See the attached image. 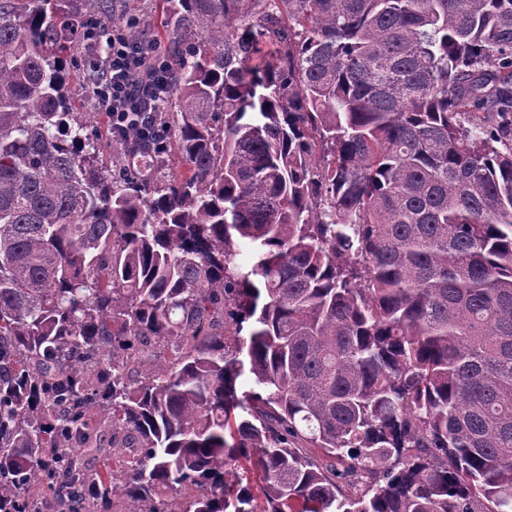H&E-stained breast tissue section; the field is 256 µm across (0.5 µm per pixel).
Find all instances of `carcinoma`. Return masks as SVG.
<instances>
[{"label": "carcinoma", "instance_id": "cac0c4a2", "mask_svg": "<svg viewBox=\"0 0 512 512\" xmlns=\"http://www.w3.org/2000/svg\"><path fill=\"white\" fill-rule=\"evenodd\" d=\"M34 2L0 3V506L512 512V0H163L165 138L116 143L189 175L149 183Z\"/></svg>", "mask_w": 512, "mask_h": 512}]
</instances>
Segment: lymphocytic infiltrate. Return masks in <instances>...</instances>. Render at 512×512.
<instances>
[{"mask_svg": "<svg viewBox=\"0 0 512 512\" xmlns=\"http://www.w3.org/2000/svg\"><path fill=\"white\" fill-rule=\"evenodd\" d=\"M81 37L92 49L82 67L88 88L106 118L111 134L140 126L163 92V62L140 56L123 29L86 19L79 25Z\"/></svg>", "mask_w": 512, "mask_h": 512, "instance_id": "lymphocytic-infiltrate-1", "label": "lymphocytic infiltrate"}]
</instances>
